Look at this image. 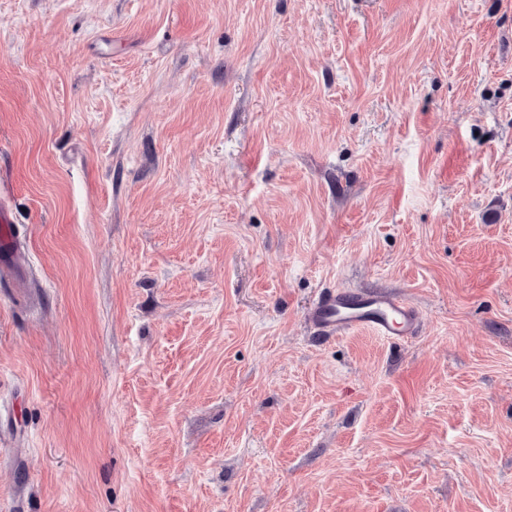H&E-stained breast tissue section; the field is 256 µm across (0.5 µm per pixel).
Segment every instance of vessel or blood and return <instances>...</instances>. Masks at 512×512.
I'll list each match as a JSON object with an SVG mask.
<instances>
[{
  "instance_id": "1",
  "label": "vessel or blood",
  "mask_w": 512,
  "mask_h": 512,
  "mask_svg": "<svg viewBox=\"0 0 512 512\" xmlns=\"http://www.w3.org/2000/svg\"><path fill=\"white\" fill-rule=\"evenodd\" d=\"M25 254L12 229V218L0 201V266L15 270L26 267ZM315 333L342 336L366 328L388 339H405L417 333L418 310L399 294L385 290L340 288L322 296L310 312Z\"/></svg>"
}]
</instances>
